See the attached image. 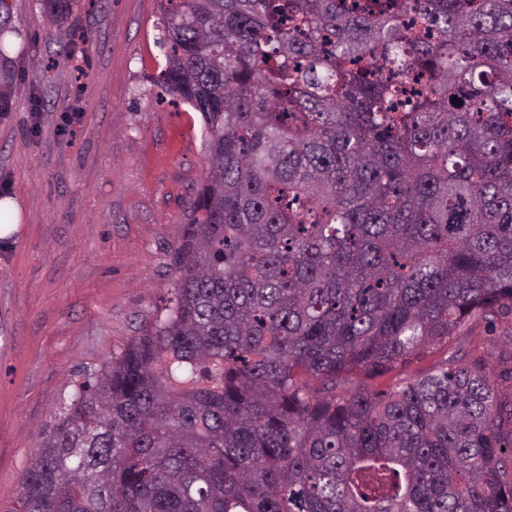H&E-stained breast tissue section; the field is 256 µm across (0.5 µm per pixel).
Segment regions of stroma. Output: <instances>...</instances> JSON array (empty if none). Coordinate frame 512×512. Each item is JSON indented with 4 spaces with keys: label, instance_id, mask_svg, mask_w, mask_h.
Segmentation results:
<instances>
[{
    "label": "stroma",
    "instance_id": "1",
    "mask_svg": "<svg viewBox=\"0 0 512 512\" xmlns=\"http://www.w3.org/2000/svg\"><path fill=\"white\" fill-rule=\"evenodd\" d=\"M157 0H0V512L80 373L166 303L205 170L202 117L159 100ZM20 223V210L18 203L5 197L0 200V237L8 236L18 230Z\"/></svg>",
    "mask_w": 512,
    "mask_h": 512
}]
</instances>
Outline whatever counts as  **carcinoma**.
<instances>
[{
	"label": "carcinoma",
	"instance_id": "1",
	"mask_svg": "<svg viewBox=\"0 0 512 512\" xmlns=\"http://www.w3.org/2000/svg\"><path fill=\"white\" fill-rule=\"evenodd\" d=\"M158 4L206 169L167 304L14 512H512L496 365L398 375L512 315V0Z\"/></svg>",
	"mask_w": 512,
	"mask_h": 512
}]
</instances>
